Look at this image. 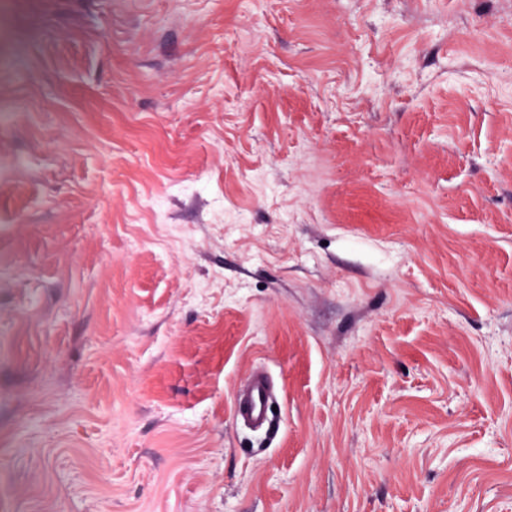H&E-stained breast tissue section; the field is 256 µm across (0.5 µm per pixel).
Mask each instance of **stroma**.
<instances>
[{"mask_svg":"<svg viewBox=\"0 0 512 512\" xmlns=\"http://www.w3.org/2000/svg\"><path fill=\"white\" fill-rule=\"evenodd\" d=\"M0 512H512V0H0ZM272 392L264 375H253L249 381L245 399H237L234 415L237 419L249 420L263 428L268 439L274 437L279 422L271 411Z\"/></svg>","mask_w":512,"mask_h":512,"instance_id":"1","label":"stroma"}]
</instances>
